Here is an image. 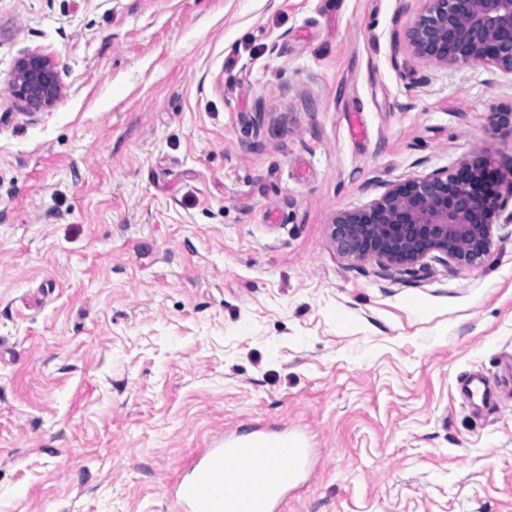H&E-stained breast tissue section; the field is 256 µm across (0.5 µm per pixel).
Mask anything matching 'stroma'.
<instances>
[{
	"instance_id": "35a3bbf8",
	"label": "stroma",
	"mask_w": 512,
	"mask_h": 512,
	"mask_svg": "<svg viewBox=\"0 0 512 512\" xmlns=\"http://www.w3.org/2000/svg\"><path fill=\"white\" fill-rule=\"evenodd\" d=\"M423 6L0 0V512H167L225 430L293 423L325 466L284 512H512V194L473 266L329 239L478 149L512 170V75L414 56ZM27 50L64 84L33 115ZM57 64L40 51L30 50L16 61L7 92L28 114L55 105L63 95Z\"/></svg>"
}]
</instances>
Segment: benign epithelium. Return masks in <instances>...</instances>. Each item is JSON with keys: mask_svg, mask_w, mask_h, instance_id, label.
<instances>
[{"mask_svg": "<svg viewBox=\"0 0 512 512\" xmlns=\"http://www.w3.org/2000/svg\"><path fill=\"white\" fill-rule=\"evenodd\" d=\"M409 31L415 56L442 66L488 65L512 74V0H423ZM7 92L28 114L63 95L57 64L38 50L16 61ZM512 172L490 167L486 154L398 183L364 208L340 211L330 225L338 254L404 271L437 252L460 265L487 253Z\"/></svg>", "mask_w": 512, "mask_h": 512, "instance_id": "benign-epithelium-1", "label": "benign epithelium"}]
</instances>
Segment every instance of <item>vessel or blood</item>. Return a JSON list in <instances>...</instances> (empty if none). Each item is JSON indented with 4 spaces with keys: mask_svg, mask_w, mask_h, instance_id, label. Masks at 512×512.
I'll return each instance as SVG.
<instances>
[{
    "mask_svg": "<svg viewBox=\"0 0 512 512\" xmlns=\"http://www.w3.org/2000/svg\"><path fill=\"white\" fill-rule=\"evenodd\" d=\"M316 455L299 429L228 433L179 467L171 487L177 512H282ZM252 482L241 488V471Z\"/></svg>",
    "mask_w": 512,
    "mask_h": 512,
    "instance_id": "vessel-or-blood-1",
    "label": "vessel or blood"
}]
</instances>
